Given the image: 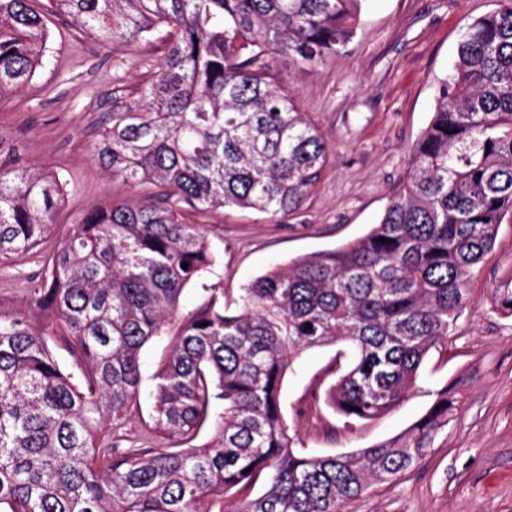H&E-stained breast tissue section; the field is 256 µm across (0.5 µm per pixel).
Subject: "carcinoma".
<instances>
[{
	"instance_id": "cac0c4a2",
	"label": "carcinoma",
	"mask_w": 512,
	"mask_h": 512,
	"mask_svg": "<svg viewBox=\"0 0 512 512\" xmlns=\"http://www.w3.org/2000/svg\"><path fill=\"white\" fill-rule=\"evenodd\" d=\"M362 2L0 0V95L42 67L54 16L113 43L165 31L158 71L112 108L94 147L112 176L156 192L86 210L25 307L0 302V512H224V493L259 482L233 512H344L431 447L446 389L404 435L312 456L294 449L282 383L299 352L339 347L326 402L350 425L397 407L448 342L512 214V0L465 24L406 178L367 234L268 270L233 308L203 282L215 256L186 221L304 208L328 149L265 57L323 64L353 38ZM64 202L57 175L24 171L0 141V260L39 248ZM190 284L200 301L186 310ZM497 307L512 316V279ZM162 337L145 395L141 351Z\"/></svg>"
}]
</instances>
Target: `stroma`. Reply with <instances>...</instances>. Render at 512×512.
Returning <instances> with one entry per match:
<instances>
[{
	"label": "stroma",
	"instance_id": "stroma-1",
	"mask_svg": "<svg viewBox=\"0 0 512 512\" xmlns=\"http://www.w3.org/2000/svg\"><path fill=\"white\" fill-rule=\"evenodd\" d=\"M500 0H364L354 38L325 65L301 70L271 55L279 74L331 150L309 207L272 221L226 209L192 216L216 262L206 277L228 302L254 278L288 260L332 250L377 224L428 125L435 90L455 60L463 26ZM53 37L31 84L0 94V139L18 148L32 173L67 182L52 251L70 224L117 196L143 200L145 188L113 180L94 158L99 128L113 106L134 96L164 56L161 40L105 43L55 18ZM42 270L41 255L0 263V301L23 305ZM512 276V220L469 283L468 299L445 345L427 354L416 386L395 409L344 425L320 395L336 350L302 351L282 385L281 407L299 452H353L406 433L447 392L448 422L402 476L373 485L345 512H512V316L496 294Z\"/></svg>",
	"mask_w": 512,
	"mask_h": 512
}]
</instances>
